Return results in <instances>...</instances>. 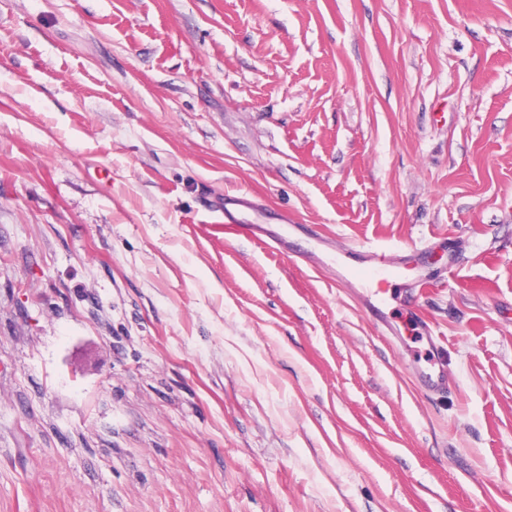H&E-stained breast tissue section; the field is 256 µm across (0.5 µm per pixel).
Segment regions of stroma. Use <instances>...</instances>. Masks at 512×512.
Listing matches in <instances>:
<instances>
[{
	"label": "stroma",
	"instance_id": "1",
	"mask_svg": "<svg viewBox=\"0 0 512 512\" xmlns=\"http://www.w3.org/2000/svg\"><path fill=\"white\" fill-rule=\"evenodd\" d=\"M0 512H512V0H0ZM366 256L369 265L363 273V288H368L372 307L380 309V306L386 303L389 277L399 274L401 269H406L408 260L399 262L394 258H388L384 252L372 249H367ZM424 334L425 336H421V340L425 341L428 350L433 352L434 360L431 361L430 367L417 369V381L422 388L429 391L446 393L454 386V379L448 371V363L443 354L444 348L441 345V336L429 326H426Z\"/></svg>",
	"mask_w": 512,
	"mask_h": 512
}]
</instances>
